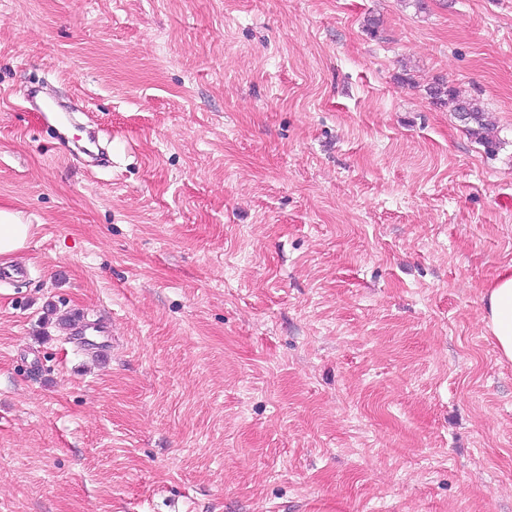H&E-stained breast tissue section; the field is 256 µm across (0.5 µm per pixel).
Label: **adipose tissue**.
Listing matches in <instances>:
<instances>
[{"instance_id": "adipose-tissue-1", "label": "adipose tissue", "mask_w": 512, "mask_h": 512, "mask_svg": "<svg viewBox=\"0 0 512 512\" xmlns=\"http://www.w3.org/2000/svg\"><path fill=\"white\" fill-rule=\"evenodd\" d=\"M482 320L501 356L512 361V264L486 288Z\"/></svg>"}]
</instances>
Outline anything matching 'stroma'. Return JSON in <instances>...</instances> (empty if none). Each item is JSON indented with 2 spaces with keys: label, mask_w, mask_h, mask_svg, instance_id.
Here are the masks:
<instances>
[{
  "label": "stroma",
  "mask_w": 512,
  "mask_h": 512,
  "mask_svg": "<svg viewBox=\"0 0 512 512\" xmlns=\"http://www.w3.org/2000/svg\"><path fill=\"white\" fill-rule=\"evenodd\" d=\"M425 5L0 0V512H512V0ZM429 95L441 106H448L462 121L466 130L487 148L496 145L495 136L492 135L485 122L484 110L476 100L462 97L445 81H439L429 88ZM40 92L39 89H30L27 95V103L32 108L49 114L46 122L55 127L57 132L62 135L61 128L73 127L75 117L72 112H68L62 105L42 97ZM32 225L8 210L0 209V256H11L22 250L32 235ZM482 320L501 356L512 361V264L486 288Z\"/></svg>",
  "instance_id": "obj_1"
}]
</instances>
